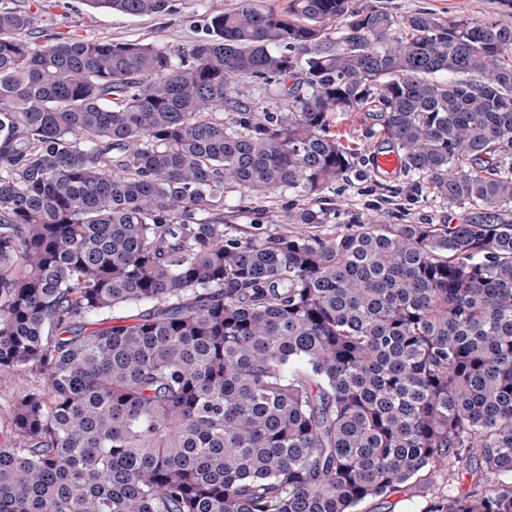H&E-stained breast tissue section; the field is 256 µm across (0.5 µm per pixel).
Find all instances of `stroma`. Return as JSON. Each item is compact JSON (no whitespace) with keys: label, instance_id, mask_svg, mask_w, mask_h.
<instances>
[{"label":"stroma","instance_id":"obj_1","mask_svg":"<svg viewBox=\"0 0 512 512\" xmlns=\"http://www.w3.org/2000/svg\"><path fill=\"white\" fill-rule=\"evenodd\" d=\"M239 0H176L169 13L132 16L93 7L89 0H0L1 7L27 10L37 16L36 33L49 38L78 35L87 39L146 41L177 51L190 49L205 37L211 15L235 8ZM358 5H376L397 15L425 10L442 21L470 19L477 22L512 26V0H356ZM378 126L364 112H340L333 118L331 130L341 142L356 150L358 171L349 180L337 184L326 195L331 210V227L347 228L354 215H362L380 224H462L470 211L433 196H415L411 175L402 168L385 171L375 159L381 153ZM295 198L286 192L269 194L254 211L241 213L239 192L224 193V217L245 231L280 227ZM462 482L454 475L437 478L431 485L411 483L405 493L373 499L359 512H426L435 496L455 494Z\"/></svg>","mask_w":512,"mask_h":512}]
</instances>
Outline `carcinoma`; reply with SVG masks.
Returning a JSON list of instances; mask_svg holds the SVG:
<instances>
[{
	"label": "carcinoma",
	"mask_w": 512,
	"mask_h": 512,
	"mask_svg": "<svg viewBox=\"0 0 512 512\" xmlns=\"http://www.w3.org/2000/svg\"><path fill=\"white\" fill-rule=\"evenodd\" d=\"M34 25L0 7V376L43 379L0 429V512H356L445 471L469 484L427 512H512V27L240 0L180 56ZM359 111L475 216L224 223L226 189L330 223Z\"/></svg>",
	"instance_id": "carcinoma-1"
}]
</instances>
